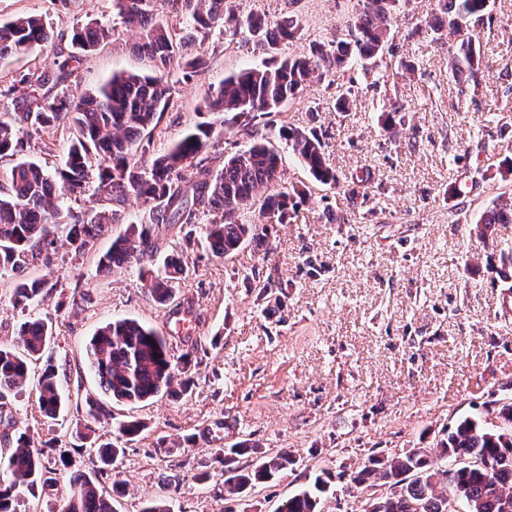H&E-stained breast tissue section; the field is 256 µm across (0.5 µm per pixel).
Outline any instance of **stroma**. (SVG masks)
Returning <instances> with one entry per match:
<instances>
[{"label": "stroma", "instance_id": "obj_1", "mask_svg": "<svg viewBox=\"0 0 512 512\" xmlns=\"http://www.w3.org/2000/svg\"><path fill=\"white\" fill-rule=\"evenodd\" d=\"M357 0H233L239 17L298 20L293 41L269 53L245 35L213 27L185 55L204 53L208 66L195 76L173 71L172 104L162 113L153 150L163 152L196 124L223 129L207 166L220 170L225 156L247 143L241 126H222V114L205 99L230 73L299 52L324 41L355 11ZM435 0H401L385 51V72H340L334 86L313 83L300 99L262 116L268 140L282 158V183L310 188L295 219L277 225L271 253L245 249L230 260L213 255L203 240L217 209L199 212L192 224L156 229L161 250L142 264L99 272V253L72 257L58 228L52 266L28 273L50 284L43 301L13 306L17 278L0 272V341L13 339L26 321L52 326L49 352L67 380L72 399L58 419L44 416L36 387L28 385L10 409L17 428L36 447L66 448L81 460L88 449L74 436L84 422L85 398L100 395L82 352L96 330L131 318L166 336L173 354L191 352L190 392L178 399L127 404L107 402L96 421L98 436H113L116 420L138 419L144 432L125 442L111 471L99 476L103 490L120 483L116 512H139L159 494L161 482L179 475L171 512H224V477L215 463L219 448L248 439L271 454L288 449L296 463L280 478L249 493L248 512H275L282 501L321 471L357 469L370 453L392 456L431 448L465 415L479 413L512 385V304L498 275V245L512 244V223L492 228L495 245L477 235L475 223L495 198L512 201V180L497 165L512 153V0H491L490 22L432 40L425 20ZM42 17L53 37L22 59L0 60V118L14 121L28 87H13L26 72H53L70 60V73L54 94L98 88L112 74H147L151 61L138 51L139 28L126 23L116 0H0V23ZM97 23L112 36L88 58L76 59L72 32ZM480 47L477 82L455 81L448 53L464 40ZM353 85L352 109L335 108L336 89ZM402 106V119L384 129L381 108ZM315 123L330 165L344 178L336 186L313 182L285 139L282 124ZM75 130L69 124L32 133L27 157L46 167L64 158ZM370 168L365 195L351 196L346 176ZM179 255L192 270L175 285L170 303H157L141 269ZM271 281L260 293L256 279ZM171 454L156 451L158 441ZM208 467L211 480L194 475Z\"/></svg>", "mask_w": 512, "mask_h": 512}]
</instances>
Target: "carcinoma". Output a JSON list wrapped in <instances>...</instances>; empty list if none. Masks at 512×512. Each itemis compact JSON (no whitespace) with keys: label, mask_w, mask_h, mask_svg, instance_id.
I'll return each mask as SVG.
<instances>
[{"label":"carcinoma","mask_w":512,"mask_h":512,"mask_svg":"<svg viewBox=\"0 0 512 512\" xmlns=\"http://www.w3.org/2000/svg\"><path fill=\"white\" fill-rule=\"evenodd\" d=\"M182 18L179 25L153 21L156 0H119L120 13L129 23L143 26L138 49L153 62L150 74L112 75L97 90L73 98L38 96L56 76L49 73L21 74L17 83L32 88L22 100L19 121L38 130L66 121L75 135L63 163L48 169L35 159L18 160L7 178L0 181V271L21 276L13 293V305L27 308L43 300L47 282L26 278L23 273L35 260L52 263L56 239L50 234L55 224H68L66 245L75 256L92 251L99 237L125 224L119 208L107 213L86 208H65L73 197L86 192L87 169L96 163L97 192H105L122 206L134 199L149 206L148 216L137 224H126L113 236L110 248L99 256L98 268L107 273L141 256H154L160 249L155 226L193 224L197 213L207 208L223 210L220 223L205 227V238L213 254L232 259L249 246L267 245L276 224L294 217L305 187H282L267 195L259 213L260 224H238L231 217L252 208L259 191L277 181L280 156L266 135L252 126L246 129L250 143L224 159L220 172L211 174L203 154L221 137L213 125L199 124L195 130L155 155L152 135L159 116L168 107L174 87L167 76L177 68L184 74L205 67L204 57H185V42L206 38L213 26L233 33L245 31L254 48L267 52L284 40L296 37L297 22L285 17L270 28L258 14L238 18L232 0H165ZM398 0H359L346 32L327 42L314 41L308 48L263 67L234 72L211 94L208 108L224 113V123L241 117L268 115L303 93L307 84L325 76L357 67L368 75L379 67L390 40ZM439 14L427 23L432 40L446 31H459L488 18L489 0H438ZM109 37V29L91 23L73 30L72 43L89 57ZM50 32L43 19L19 17L0 24V59L24 57L44 47ZM482 65L474 42L460 43L448 63L454 77L476 81ZM292 153L309 175L323 185H336L340 177L327 162L321 134L316 127L286 124L280 129ZM23 148L17 129L0 121V157H14ZM512 223V207H490L480 216L482 235L494 224ZM188 274V264L170 256L163 270L150 273V288L156 302L173 298L175 282ZM53 337L52 327L42 320L28 321L11 342L0 343V406L18 396L28 382L29 365L43 355ZM88 367L97 375L102 392L117 402L139 403L158 395L176 397L191 383V353L172 354L167 340L156 329L136 320L112 321L97 332L84 349ZM38 404L54 418L70 400L58 368L47 363L38 379ZM495 415L488 420L487 416ZM144 424L131 419L118 423L115 440L96 443L90 434L75 431V437L94 449L92 463L104 473L123 454L121 440H132ZM13 448L0 461V512H16L18 499L42 496L52 487L51 471L43 453L33 447L26 431H17ZM258 446L248 440L222 449L217 463L224 476L225 512H246V494L260 483L276 479L294 465L286 451L257 455ZM253 456L246 464L240 460ZM58 462L69 472L70 493L59 512H115L114 496L107 495L65 451ZM333 475L318 477L314 489L304 490L283 501L276 512H321L319 494ZM350 483L370 491L362 512H504L512 501V396L493 401L486 416L469 415L439 439L433 448H410L388 456L371 454L350 474ZM176 477L166 478L161 493L143 502L140 512H171L167 494L178 489Z\"/></svg>","instance_id":"carcinoma-1"}]
</instances>
